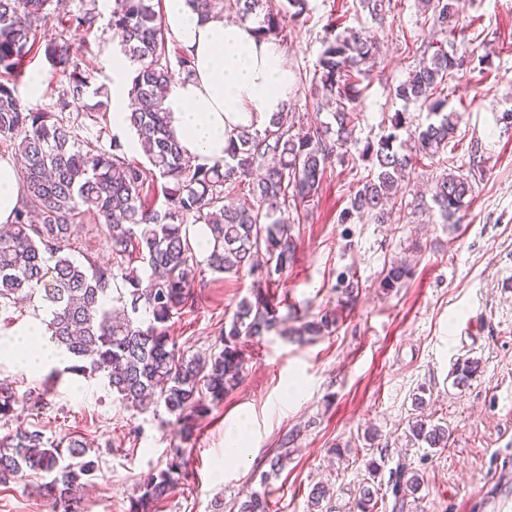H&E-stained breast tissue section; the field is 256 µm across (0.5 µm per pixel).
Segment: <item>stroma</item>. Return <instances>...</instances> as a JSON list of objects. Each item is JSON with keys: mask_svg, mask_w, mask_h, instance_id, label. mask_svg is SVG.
I'll list each match as a JSON object with an SVG mask.
<instances>
[{"mask_svg": "<svg viewBox=\"0 0 512 512\" xmlns=\"http://www.w3.org/2000/svg\"><path fill=\"white\" fill-rule=\"evenodd\" d=\"M99 40L81 51L91 87L114 88L112 57L118 38L106 25L111 8L100 4ZM345 13L349 27L376 30L380 50L354 103L359 144L378 141L391 116L403 109L392 95L438 34L431 13L417 0H391L382 26L353 8V0H309L301 19L276 34L295 77L289 112L305 125L328 121L306 101L329 24ZM463 14L472 62L452 81L448 106L460 114L452 154L421 160L404 219L343 224L339 215L368 161L335 162L294 229L295 263L277 290L309 320L331 315L335 327L307 342L266 336L245 348L242 382L200 420L191 441L190 475L159 512H224L246 491L264 489L271 512H309L314 486L330 495L327 512H350L367 461L381 463L379 483L390 480L398 459L418 469L424 483L402 499L387 495L381 512H483L497 479L498 455L512 450V130L498 121L512 110V0H465ZM486 147V172L467 198L460 223H443L432 200L444 171L468 164L471 141ZM411 268L396 288L383 285L397 262ZM357 295L347 299L342 281ZM254 278L217 275L198 287L199 301L171 323L187 355L219 345V332ZM479 363L476 375L455 384L463 359ZM59 354L29 373L0 361V383L21 399L20 423L50 438L82 437L96 471L78 502L79 512H127L137 484L165 468L176 426L152 413L126 409L101 381L65 373ZM43 394L41 405L31 397ZM423 418L448 425L443 448H417L405 438L408 423ZM247 421L245 455L224 461V433ZM288 452L287 466L268 481L269 460ZM42 476L30 473L0 486V512H49L37 495Z\"/></svg>", "mask_w": 512, "mask_h": 512, "instance_id": "1", "label": "stroma"}]
</instances>
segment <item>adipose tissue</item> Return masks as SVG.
I'll return each instance as SVG.
<instances>
[{
  "mask_svg": "<svg viewBox=\"0 0 512 512\" xmlns=\"http://www.w3.org/2000/svg\"><path fill=\"white\" fill-rule=\"evenodd\" d=\"M164 22L194 68L171 85L166 106L188 156L208 166L223 159L233 133L286 107L294 79L276 41L257 39L251 24L201 16L186 0H164Z\"/></svg>",
  "mask_w": 512,
  "mask_h": 512,
  "instance_id": "ef3b65f1",
  "label": "adipose tissue"
}]
</instances>
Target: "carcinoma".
<instances>
[{
  "mask_svg": "<svg viewBox=\"0 0 512 512\" xmlns=\"http://www.w3.org/2000/svg\"><path fill=\"white\" fill-rule=\"evenodd\" d=\"M195 10L226 19L258 18L264 38L286 21L303 16L309 0H187ZM430 10L445 39L431 56L410 69L394 89L404 110L390 118V131L367 143L361 157L372 161L373 174L361 182L342 210L340 221L370 218L387 222L403 210L397 194L410 182L417 162L447 151L456 128L445 88L463 66L454 43L464 0H418ZM54 0H0V141L12 145L20 159L21 204L8 224L0 225V309L20 300H37L49 317L47 330L68 354L67 372L102 380L119 401L138 413H165L178 426L179 444L167 468L148 474L130 497L128 512H153L186 480L187 449L197 421L224 401L242 379L245 346L282 328L280 301L271 292L296 256L294 213L318 193L327 166L349 161L357 144L354 131L360 113L352 104L368 76L364 64L378 52V38L363 29L326 32L311 86L320 102L333 107L332 122L292 133L294 121L277 112L261 130L243 128L224 147V160L192 166L176 137L165 98L176 77L193 72L186 51L171 62L168 29L154 0H113L109 28L121 38L120 53L133 67L127 92L128 128L147 159L144 166L127 156L103 117L109 90L99 86L101 100L81 112L72 105L89 88L74 47H87L99 31L98 0H80L77 11L54 16ZM372 20H381L390 0H358ZM57 21L55 36L42 30ZM44 57L64 78L47 109L33 110L17 86L31 53ZM427 112V124H413L409 109ZM407 138H400V132ZM482 144L470 147L467 172H445L437 178L433 201L444 222L457 224L465 199L484 177ZM173 203L156 207L155 184ZM248 198H227L242 184ZM101 227L111 259L99 263L89 253L77 261L72 246L83 225ZM203 224L210 249L198 259L190 227ZM248 271L257 274L250 295L243 297L224 324L220 346L207 355L187 356L169 335V322L193 306L195 285L207 275ZM409 274L406 264L391 266L383 283L395 288ZM479 368L464 360L453 370L460 384ZM19 405L14 388L0 383V420L11 421ZM409 440L418 446L443 448L448 427L417 419ZM82 439L44 438L38 430L17 427L0 439V484L26 473H44L40 495L51 512H74L75 492L94 470ZM368 478L359 488L354 509L378 512L374 489L380 465L368 463ZM391 474L397 496L421 489L419 472L399 460ZM238 512H270L266 493L251 491L237 503Z\"/></svg>",
  "mask_w": 512,
  "mask_h": 512,
  "instance_id": "obj_1",
  "label": "carcinoma"
}]
</instances>
